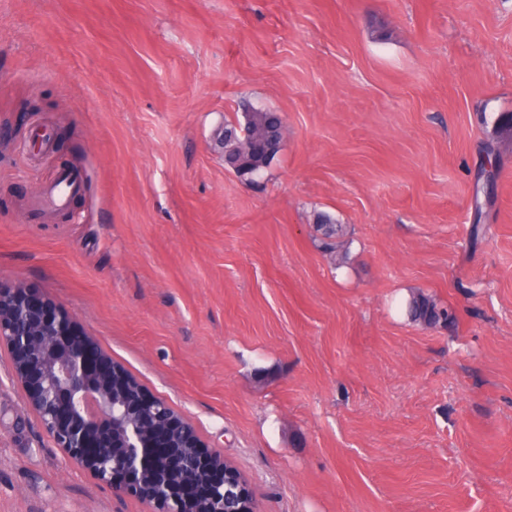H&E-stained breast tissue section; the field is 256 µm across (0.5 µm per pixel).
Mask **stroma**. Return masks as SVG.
<instances>
[{"mask_svg":"<svg viewBox=\"0 0 512 512\" xmlns=\"http://www.w3.org/2000/svg\"><path fill=\"white\" fill-rule=\"evenodd\" d=\"M253 108L288 136L251 186L216 132ZM502 112L512 0H0V283L72 313L257 512H512ZM68 168V211L33 212ZM418 291L454 320L409 322ZM27 420L0 512H150ZM316 231L326 252L339 253L344 246L345 227L329 213L320 212L315 217Z\"/></svg>","mask_w":512,"mask_h":512,"instance_id":"35a3bbf8","label":"stroma"}]
</instances>
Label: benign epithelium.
<instances>
[{
	"mask_svg": "<svg viewBox=\"0 0 512 512\" xmlns=\"http://www.w3.org/2000/svg\"><path fill=\"white\" fill-rule=\"evenodd\" d=\"M278 152L285 120L272 114ZM0 347L12 359L25 409L0 411V432L21 436L35 411L55 447L97 480L150 503L153 512H255L250 494L224 500L239 482L223 458L166 401L146 396L93 342L72 314L21 284H0Z\"/></svg>",
	"mask_w": 512,
	"mask_h": 512,
	"instance_id": "obj_1",
	"label": "benign epithelium"
}]
</instances>
